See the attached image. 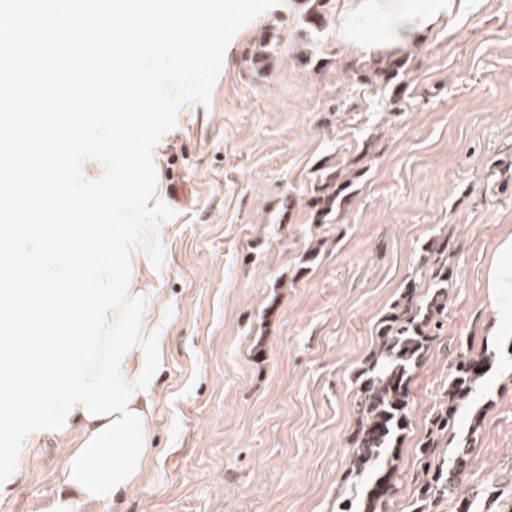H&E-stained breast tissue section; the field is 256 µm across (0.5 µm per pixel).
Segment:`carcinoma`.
<instances>
[{"label":"carcinoma","instance_id":"obj_1","mask_svg":"<svg viewBox=\"0 0 512 512\" xmlns=\"http://www.w3.org/2000/svg\"><path fill=\"white\" fill-rule=\"evenodd\" d=\"M330 0H306L303 20L312 31L326 21V5ZM272 40L264 36L255 46L252 63L263 69L269 65ZM380 67L365 80L380 81L389 86L406 72L407 58L394 52L379 60ZM352 175L335 167H318L314 195L308 202L316 223L328 224L342 216L353 198ZM424 266L430 273L433 292L424 303L415 301L417 281L411 279L401 300L380 319L376 347L355 376L358 420L351 437L352 454L346 478L371 473L364 490L366 512H379L382 503L394 490L398 466L397 448L408 429L411 381L425 364L433 341L444 326L448 309V244L435 241L425 247ZM483 376L482 361L466 355L448 375L444 399L430 418L426 435L418 443V454L424 464V477L415 489L414 512H427L432 500L455 490L456 473L467 465L468 456L478 442L482 418L475 416L471 431L453 457V467L438 463L441 442L455 437L458 410L467 402L473 388Z\"/></svg>","mask_w":512,"mask_h":512}]
</instances>
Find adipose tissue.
I'll return each mask as SVG.
<instances>
[{"instance_id": "ef3b65f1", "label": "adipose tissue", "mask_w": 512, "mask_h": 512, "mask_svg": "<svg viewBox=\"0 0 512 512\" xmlns=\"http://www.w3.org/2000/svg\"><path fill=\"white\" fill-rule=\"evenodd\" d=\"M484 0H347L341 14L336 39L356 59H375L415 43L424 34L443 24H458L482 9ZM135 268L133 290L156 287L158 280L148 270L141 251L131 253ZM489 302L502 320L512 323V227L497 238L486 271ZM164 292L158 291L144 315L138 339L150 337L162 317ZM139 346L127 356L122 368L134 379L142 367Z\"/></svg>"}]
</instances>
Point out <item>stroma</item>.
<instances>
[{"label": "stroma", "mask_w": 512, "mask_h": 512, "mask_svg": "<svg viewBox=\"0 0 512 512\" xmlns=\"http://www.w3.org/2000/svg\"><path fill=\"white\" fill-rule=\"evenodd\" d=\"M304 4L282 0L239 30L210 104L182 107L153 149L152 201L174 212L156 453L139 488L101 512H360L365 480L345 477L354 376L434 240L450 252L448 311L410 386L384 512L413 510L417 443L464 350L488 363L455 432L477 414L482 429L454 495L429 512H461L477 488L512 497V335L485 302L496 239L512 226V0H485L456 30L408 46L399 90L365 81L370 63L338 46L345 0H330L310 36ZM266 30L278 45L258 71ZM362 157L348 212L314 223L317 167L351 172ZM63 468L54 441L30 449L0 512H51Z\"/></svg>", "instance_id": "1"}]
</instances>
